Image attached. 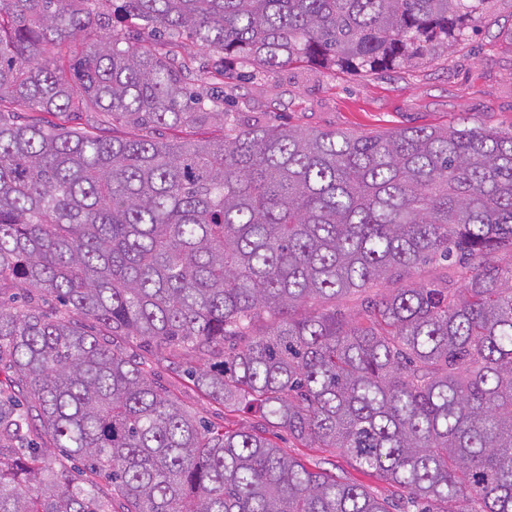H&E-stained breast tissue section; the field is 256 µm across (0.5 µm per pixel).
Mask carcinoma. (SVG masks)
Here are the masks:
<instances>
[{
  "label": "carcinoma",
  "mask_w": 512,
  "mask_h": 512,
  "mask_svg": "<svg viewBox=\"0 0 512 512\" xmlns=\"http://www.w3.org/2000/svg\"><path fill=\"white\" fill-rule=\"evenodd\" d=\"M484 3L0 0V512H512V266L488 261L512 250V135L224 109L248 68L409 65ZM435 261L463 285L298 313ZM129 336L208 357L213 400L397 496L202 424Z\"/></svg>",
  "instance_id": "cac0c4a2"
}]
</instances>
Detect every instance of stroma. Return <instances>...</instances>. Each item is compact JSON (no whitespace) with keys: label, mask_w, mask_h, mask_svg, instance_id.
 <instances>
[{"label":"stroma","mask_w":512,"mask_h":512,"mask_svg":"<svg viewBox=\"0 0 512 512\" xmlns=\"http://www.w3.org/2000/svg\"><path fill=\"white\" fill-rule=\"evenodd\" d=\"M510 33L512 0H486L464 40L438 46L417 63L360 74L333 73L310 63L261 72L237 82L234 109L244 120L369 136L461 121L512 134V46L504 41ZM126 348L203 420L229 429L262 426L255 410L227 411L194 386L186 371L202 364V356L177 350L160 367L153 353L135 341H127ZM266 436L308 466L382 496L391 493L388 485L352 468L336 450L300 447L281 428H267Z\"/></svg>","instance_id":"obj_1"}]
</instances>
